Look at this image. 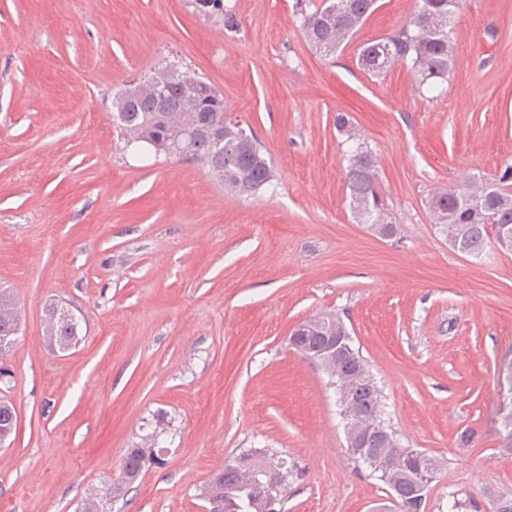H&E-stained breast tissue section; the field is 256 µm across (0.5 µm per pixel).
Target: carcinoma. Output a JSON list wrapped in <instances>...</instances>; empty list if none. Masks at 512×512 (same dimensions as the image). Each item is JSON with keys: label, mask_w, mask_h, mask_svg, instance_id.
<instances>
[{"label": "carcinoma", "mask_w": 512, "mask_h": 512, "mask_svg": "<svg viewBox=\"0 0 512 512\" xmlns=\"http://www.w3.org/2000/svg\"><path fill=\"white\" fill-rule=\"evenodd\" d=\"M460 0H417V9L394 34L365 42L357 54V65L366 74L379 77L397 62L409 66L418 85L432 86L450 79L455 62V48L448 26L459 9ZM203 13H224L228 22L233 14L224 11L223 0H195ZM302 16V34L313 47L334 52L346 46L371 15L378 9V0H296ZM193 98L200 110L193 118L207 136L201 138L194 152L186 159L201 165L207 174L218 178L224 188L238 194H257L273 185L275 174L264 147L249 127L236 119H226L224 98L206 81L198 79ZM183 111L181 88H169L165 105L159 106L150 96H139L126 90L124 125L141 137L135 148L159 155L173 127V116ZM340 144L346 147L343 158L348 207L363 224H386V237L399 232L388 216L386 204L378 190L377 153L350 118L341 113L334 120ZM435 223L453 250L479 257L490 244L489 225L512 224V165L507 164L491 178H468L448 188L437 189L426 201ZM342 319L333 314L309 318L308 334L291 336L302 357L318 359L327 342V335L338 329ZM79 321L60 318L52 345L68 350L79 342ZM14 324L0 320V353H5L16 340ZM328 385L338 383L348 389V401L339 415L349 408L356 415L357 427L348 430L343 418L346 450L354 460L364 455L363 465L370 476L387 487V497L395 512H427L428 489L441 468L438 458L404 445L387 424L384 415V393L371 366L353 340L336 342V359L332 368L324 370ZM498 386L502 403L498 406L505 431L500 448L512 455V356L499 363ZM17 426V414L7 399L0 400V445H4ZM161 432L153 431L150 443L129 448L121 460L124 481L113 485L111 495L118 497L133 484L146 467V462L160 459ZM266 477L258 474L253 481L241 480L234 462L213 477L203 493L209 512H277L281 491L268 497ZM490 512H512V493H499L489 500ZM470 499L448 495V512H478Z\"/></svg>", "instance_id": "obj_1"}]
</instances>
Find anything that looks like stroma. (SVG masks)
Instances as JSON below:
<instances>
[{"label": "stroma", "instance_id": "35a3bbf8", "mask_svg": "<svg viewBox=\"0 0 512 512\" xmlns=\"http://www.w3.org/2000/svg\"><path fill=\"white\" fill-rule=\"evenodd\" d=\"M295 2L224 0L230 28L192 0H0V286L22 322L0 356L18 415L0 512H79L160 416L163 461L112 512H205L201 487L244 448L297 467L282 512H372L385 486L346 452L322 370L288 344L329 312L380 381L393 430L442 463L428 512H448L452 492L484 508L512 490L496 412L512 252L454 251L425 205L512 163V0H461L451 79L422 92L408 66L379 78L357 66L414 0H379L331 54L305 41ZM170 64L252 128L275 190L233 194L196 163L125 149L114 96ZM339 113L378 155L400 236L349 211ZM53 302L82 319L75 348L49 344Z\"/></svg>", "mask_w": 512, "mask_h": 512}]
</instances>
